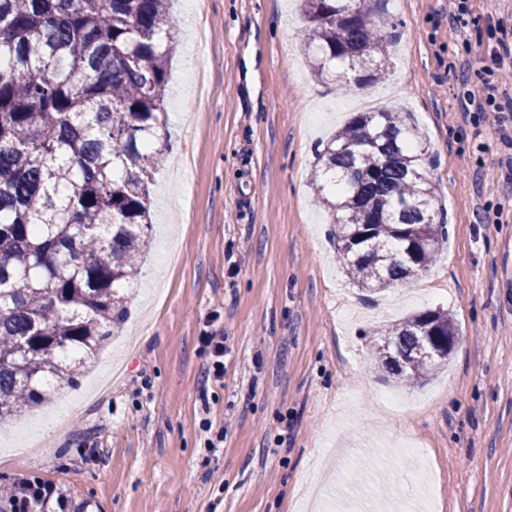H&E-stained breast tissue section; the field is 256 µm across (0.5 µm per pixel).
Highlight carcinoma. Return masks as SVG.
<instances>
[{"mask_svg":"<svg viewBox=\"0 0 512 512\" xmlns=\"http://www.w3.org/2000/svg\"><path fill=\"white\" fill-rule=\"evenodd\" d=\"M313 72L387 57L381 6L303 0ZM175 23L169 0H0V422L73 379L127 312L151 240L150 185L166 160ZM397 112H360L319 153L313 186L350 280L368 292L424 272L448 239ZM376 364L415 384L459 332L423 311L376 332Z\"/></svg>","mask_w":512,"mask_h":512,"instance_id":"obj_1","label":"carcinoma"}]
</instances>
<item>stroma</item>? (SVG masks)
I'll return each mask as SVG.
<instances>
[{
	"label": "stroma",
	"mask_w": 512,
	"mask_h": 512,
	"mask_svg": "<svg viewBox=\"0 0 512 512\" xmlns=\"http://www.w3.org/2000/svg\"><path fill=\"white\" fill-rule=\"evenodd\" d=\"M396 24L386 78L321 79L301 46V0H172L176 49L151 185V251L128 317L50 402L0 429V484H55L105 512H512V131L462 115L512 0H386ZM405 112L448 215L425 279L359 291L312 175L358 109ZM448 311L461 339L416 387L375 367L377 329ZM223 330L222 378L201 341ZM217 439L216 448L207 440ZM417 442L421 456L399 449Z\"/></svg>",
	"instance_id": "obj_1"
}]
</instances>
